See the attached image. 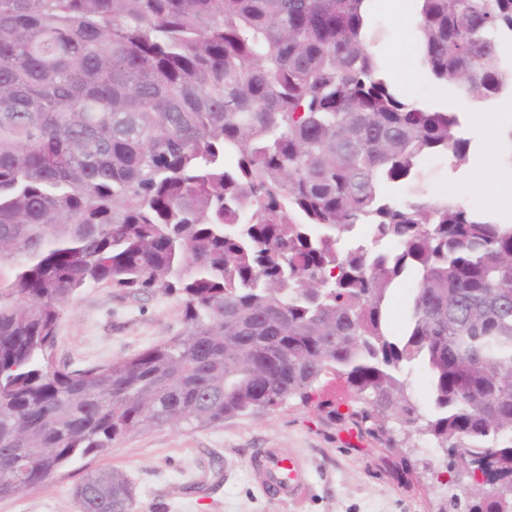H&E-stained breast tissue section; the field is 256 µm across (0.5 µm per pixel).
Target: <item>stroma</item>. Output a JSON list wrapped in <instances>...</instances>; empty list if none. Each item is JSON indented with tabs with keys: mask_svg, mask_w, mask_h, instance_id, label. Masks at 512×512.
I'll return each instance as SVG.
<instances>
[{
	"mask_svg": "<svg viewBox=\"0 0 512 512\" xmlns=\"http://www.w3.org/2000/svg\"><path fill=\"white\" fill-rule=\"evenodd\" d=\"M370 11L379 30L372 50L386 76L415 105L455 113L461 136L470 142L465 166L429 156L421 179L388 186L386 199L448 196L512 224V198L498 189L501 180L512 182V143L506 137L512 130V92L474 101L433 80L415 53L414 23L395 22L380 0H371ZM182 324L175 297L87 288L59 322L53 357L73 370L106 365L172 336ZM323 393L340 398V418L327 419L315 403L293 400L279 410H256L220 425L134 433L103 455L75 461L44 487L0 499V512H80L73 489L90 466L127 475L133 512H436L446 493L439 478L442 453L424 438L394 431L401 456L414 468L392 472L384 445L359 433L347 418L348 412L365 409V402L331 385ZM258 448H285L306 460L308 480L300 500L286 503L256 490L247 461Z\"/></svg>",
	"mask_w": 512,
	"mask_h": 512,
	"instance_id": "35a3bbf8",
	"label": "stroma"
}]
</instances>
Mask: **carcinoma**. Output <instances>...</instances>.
Instances as JSON below:
<instances>
[{"mask_svg": "<svg viewBox=\"0 0 512 512\" xmlns=\"http://www.w3.org/2000/svg\"><path fill=\"white\" fill-rule=\"evenodd\" d=\"M369 0H0V499L135 432L204 427L338 383L447 455L512 477V224L383 190L444 153L371 52ZM419 56L481 98L512 87V0H416ZM361 225L373 242L342 250ZM410 281L393 325L389 299ZM160 290L183 330L104 366L54 363L85 288ZM424 368L427 401L402 379ZM483 472L447 512H512ZM83 512H132L86 473Z\"/></svg>", "mask_w": 512, "mask_h": 512, "instance_id": "obj_1", "label": "carcinoma"}]
</instances>
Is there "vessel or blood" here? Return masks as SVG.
I'll use <instances>...</instances> for the list:
<instances>
[{
  "mask_svg": "<svg viewBox=\"0 0 512 512\" xmlns=\"http://www.w3.org/2000/svg\"><path fill=\"white\" fill-rule=\"evenodd\" d=\"M248 466L257 488L286 501L297 497L306 483L307 464L282 448H266L252 456Z\"/></svg>",
  "mask_w": 512,
  "mask_h": 512,
  "instance_id": "obj_1",
  "label": "vessel or blood"
}]
</instances>
